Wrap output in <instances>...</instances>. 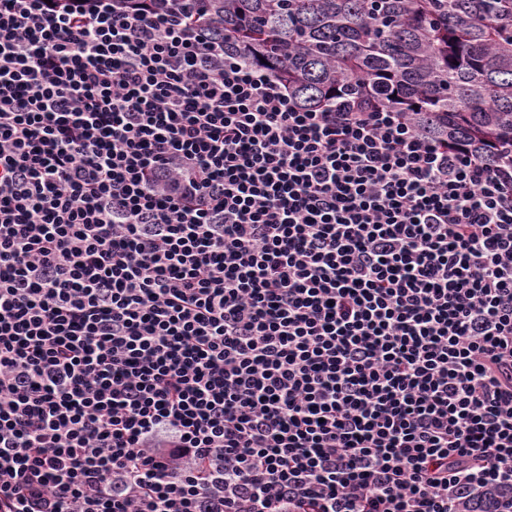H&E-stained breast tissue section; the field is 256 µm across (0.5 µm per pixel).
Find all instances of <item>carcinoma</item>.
<instances>
[{"label":"carcinoma","mask_w":512,"mask_h":512,"mask_svg":"<svg viewBox=\"0 0 512 512\" xmlns=\"http://www.w3.org/2000/svg\"><path fill=\"white\" fill-rule=\"evenodd\" d=\"M200 24L321 109L411 113L425 134L512 165V0H204Z\"/></svg>","instance_id":"1"}]
</instances>
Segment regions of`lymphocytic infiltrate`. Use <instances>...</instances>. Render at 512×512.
Wrapping results in <instances>:
<instances>
[{
    "mask_svg": "<svg viewBox=\"0 0 512 512\" xmlns=\"http://www.w3.org/2000/svg\"><path fill=\"white\" fill-rule=\"evenodd\" d=\"M200 2L0 0V512H504L512 165Z\"/></svg>",
    "mask_w": 512,
    "mask_h": 512,
    "instance_id": "lymphocytic-infiltrate-1",
    "label": "lymphocytic infiltrate"
}]
</instances>
